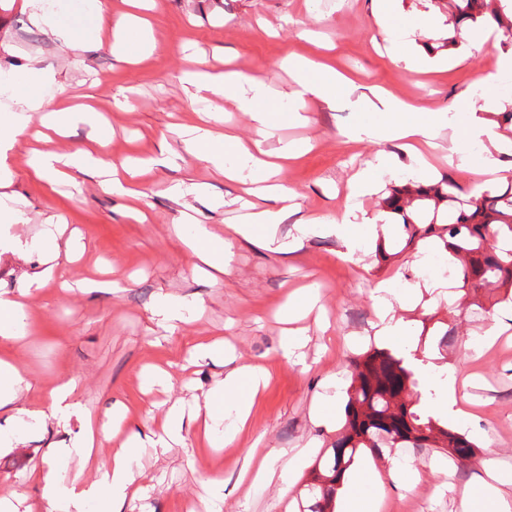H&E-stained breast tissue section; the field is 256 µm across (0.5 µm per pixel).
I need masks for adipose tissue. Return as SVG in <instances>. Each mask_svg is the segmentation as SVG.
<instances>
[{"mask_svg":"<svg viewBox=\"0 0 512 512\" xmlns=\"http://www.w3.org/2000/svg\"><path fill=\"white\" fill-rule=\"evenodd\" d=\"M125 10L116 12L110 0H93L95 16L94 37L96 47L114 45L126 40L134 47H150L151 22L138 15V8L146 0H125ZM288 65L297 74L296 84L288 94L290 107L278 112L269 111V80L264 76H247L238 71H206L191 81L198 96L216 95L232 100L242 111L257 116L262 125L277 122H295L307 102L332 105L341 96L356 97L366 111L372 112V122L351 129L357 139L400 141L410 167L422 175L431 174L433 166L423 147L445 129H452L450 160L468 163L470 146L489 144L482 165L491 173L499 172L498 153L505 149L504 135L496 126L483 118L482 113H468L459 117L455 112L430 111L404 100L392 97L382 88L368 87L359 91L332 67L305 58L289 59ZM54 75L40 70L27 74L24 83L28 88L22 96H7L0 101V112L9 114L7 133H0V224L24 223V213L17 207L8 192L12 172L7 163L8 153L19 136L26 130L33 115L51 124L55 131H62L74 115H81L97 132L91 148L72 153H60L52 149L33 152L29 165L32 172L43 179L55 182L71 177L73 173L88 168L102 169L106 185L112 191L130 200H139L137 177L140 167L106 162L102 152L107 145L104 133L99 130V116L91 104L73 105L62 95L45 97L43 87L55 84ZM195 156L222 171L231 181L250 171L267 181V197L280 203L294 200L295 193L279 174L288 159L309 150V142L292 143L270 149L264 139L242 144L236 137L212 129H204L188 141ZM235 155L239 163L226 165L228 155ZM282 211L266 208L246 213L241 222L229 225L226 237L212 233L205 225L196 224L186 239L191 257L207 267L210 275L227 274L230 262V243L242 238L259 240L277 252L294 250V243L278 234ZM380 327L375 336L378 341L399 346L410 367L421 374L420 403L429 411L451 420L464 419L468 399L459 391L457 365L434 358L432 353L419 349L408 326L393 320L390 312L392 290L379 285L373 291ZM194 361H211L224 364L223 379L210 388L203 399L192 406L182 402L172 403L162 420L145 431H132L116 449L111 458L95 462L89 478L65 479L58 466L59 460L72 456L92 460L96 447L109 432L122 429L126 415L122 409L112 411L110 424L94 425L84 421L81 435L68 448H51L47 451L48 467L40 469L36 478L42 485L45 512H123L132 496V487L141 474L144 454H167L172 445L183 441L184 432L191 424H201L203 435L212 447L223 446L230 441L234 431L244 428L255 401L256 394L265 382L263 372L248 364L234 365L232 354L224 348L223 341L214 340L194 345L191 352ZM30 383L20 368L11 361L0 360V447L10 448L19 437L31 428H45L47 424L65 426L76 413L78 403L74 399L76 384L66 381L51 392L46 407L30 409L21 406L19 398ZM231 421V431H224V421ZM486 478L466 489L458 499L456 512H512V478L504 476L493 459L479 462ZM419 474L411 465L391 461L386 471L364 468L358 473L344 472L337 481L336 497L342 502V512H381L384 506V484L392 482L406 488H414Z\"/></svg>","mask_w":512,"mask_h":512,"instance_id":"obj_1","label":"adipose tissue"}]
</instances>
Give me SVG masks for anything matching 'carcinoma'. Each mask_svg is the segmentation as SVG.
Instances as JSON below:
<instances>
[{"label":"carcinoma","instance_id":"cac0c4a2","mask_svg":"<svg viewBox=\"0 0 512 512\" xmlns=\"http://www.w3.org/2000/svg\"><path fill=\"white\" fill-rule=\"evenodd\" d=\"M493 22L512 37V0H448V37L454 46L462 26L471 21ZM383 208L401 219L403 249L428 238L451 247L462 267L461 289L493 283H512V249L494 248L489 238L512 240V183L495 191L464 192L448 178L437 183L400 184L387 188ZM416 381L404 357L390 349L370 348L352 364L346 390L343 432L332 451L307 484L309 504L299 512H329L336 476L349 469L363 450L375 456L382 449L398 454L401 448H430L448 457L464 459L473 453L467 437L439 425L414 410Z\"/></svg>","mask_w":512,"mask_h":512}]
</instances>
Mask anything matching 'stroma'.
<instances>
[{"mask_svg":"<svg viewBox=\"0 0 512 512\" xmlns=\"http://www.w3.org/2000/svg\"><path fill=\"white\" fill-rule=\"evenodd\" d=\"M376 6L377 0H155V48L130 65L110 49L91 48L86 0H59V15L82 27L75 48L68 50L31 24L23 0H0V37L12 40L10 49H0L1 71L23 75L35 67L55 74L69 94H93L108 119L110 161L133 153L169 156L139 186L148 214L140 223L129 216L128 199L105 191L92 175L56 184L36 177L27 160L30 150L41 146L38 121H31L10 151L9 191L28 217L27 223L12 226V234L43 236L47 216H62L84 243L82 257L69 266L71 279H99L100 269L109 266L120 279L114 290L67 295L50 285L26 297L28 334L14 342L0 339V359L15 361L32 383L21 395V405L45 407L52 389L73 378L78 382L76 400L93 417L106 420L119 403L128 427L144 426L159 420L172 402L193 403L223 378V366L186 364L190 346L217 336L232 347L237 362L269 373L246 429L230 445L209 447L192 431L167 456L144 459L134 512H205L202 479L212 471L224 474L222 512H294L295 503L280 499L278 481L238 482L247 451H254L259 461L311 443L328 453L345 414L337 412L336 426L326 428L312 422L310 407L330 378L336 381L337 399H344L350 362L373 341L372 289L385 283L402 294L447 276L440 265L426 264L413 250L378 260L379 241L369 235L363 237L356 260H348L340 238L319 227L287 255L233 240L231 272L215 283L193 275V260L182 243L185 229L177 224L186 214L223 236L242 216L241 209L227 203L240 194V185L225 181L189 154L177 129L199 124L201 114L211 112L225 132L244 141L256 136L250 114L231 103L216 97L191 102L182 76L199 61L268 76L275 90L285 92L293 77L282 64L289 55L300 54L335 67L355 84L377 85L392 96L444 112L458 111L463 100H475L484 80L512 83L511 76L498 71L499 51L493 41L478 49L463 42L447 47L445 0H401L404 22L427 11L438 20L434 31L420 29L412 37V54L419 62L415 69L375 43ZM302 115V123L279 127L268 142L275 148L283 141L313 140L312 148L283 170L297 197L280 224L281 233H294L312 215L339 214L352 198L367 214L380 213L390 178L382 177L361 196L355 195L350 179L375 157L391 165L403 160L399 142L348 139L351 126L372 119L351 97H340L331 107L308 103ZM450 138V131L442 132L441 148L432 159L437 179L452 178L466 191L499 188V181L481 175L476 164L449 163ZM182 182L190 185V192L174 197L172 186ZM42 260L39 249L0 255V291L18 294L26 276L41 269ZM307 285L319 288L321 307L298 324L307 343L305 359L297 364L283 354L276 313L295 289ZM497 293L502 303L487 312L466 300L414 307L397 302L393 314L431 352L459 364L468 378L471 402V417L462 431L477 444L491 437L507 469L512 467V303L506 297L512 289L504 286ZM166 294L197 299L203 314L168 332L154 314ZM494 320L504 326L494 351L465 355V345L478 340ZM448 330L453 336L445 344L441 338ZM149 365L166 369L169 380L144 386L142 373ZM80 426V418L74 417L67 427L47 426L0 452V495L19 494L26 512H40L42 489L28 475L43 467L47 447H69ZM403 455L412 460L420 479L408 491L386 486L391 512H403L410 501L418 512H455L464 487L484 477L473 461L447 462L426 448H407Z\"/></svg>","mask_w":512,"mask_h":512,"instance_id":"obj_1","label":"stroma"}]
</instances>
